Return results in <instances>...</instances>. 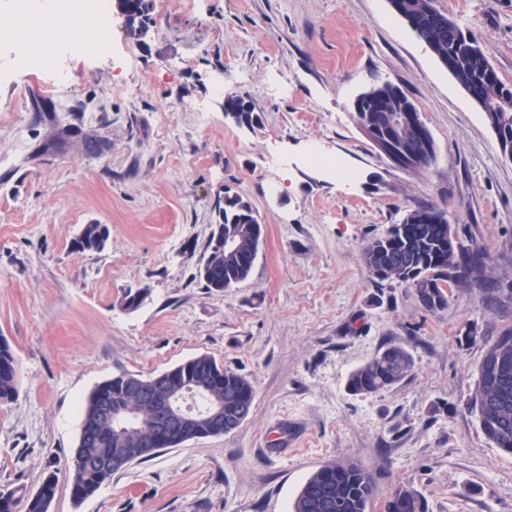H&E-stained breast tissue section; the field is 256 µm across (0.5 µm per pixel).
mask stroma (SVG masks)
I'll use <instances>...</instances> for the list:
<instances>
[{
    "mask_svg": "<svg viewBox=\"0 0 512 512\" xmlns=\"http://www.w3.org/2000/svg\"><path fill=\"white\" fill-rule=\"evenodd\" d=\"M152 4L142 39L108 19L120 58L77 53L66 87L48 89L42 66L0 82V336L18 362V396L0 405V491L24 497L53 473L50 512H291L310 474L351 459L374 478L370 512L399 488L427 512H512V454L468 408L486 347L512 328V161L484 111L389 0ZM436 5L512 86V0ZM386 82L434 138L421 172L355 120L356 97ZM228 96L252 124L225 117ZM91 134L100 154L83 148ZM313 150L351 177L307 164ZM227 195L252 205L262 237L248 277L215 293L196 273ZM423 206L487 251L496 289H453L431 312L376 281L367 243ZM86 224L108 228L104 249L80 248ZM138 288L147 298L126 308ZM387 343L412 354L411 375L351 394L349 374ZM203 353L252 384L247 420L75 502L66 467L92 390Z\"/></svg>",
    "mask_w": 512,
    "mask_h": 512,
    "instance_id": "1",
    "label": "stroma"
}]
</instances>
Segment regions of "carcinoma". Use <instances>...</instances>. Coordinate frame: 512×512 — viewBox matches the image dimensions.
<instances>
[{"instance_id":"obj_1","label":"carcinoma","mask_w":512,"mask_h":512,"mask_svg":"<svg viewBox=\"0 0 512 512\" xmlns=\"http://www.w3.org/2000/svg\"><path fill=\"white\" fill-rule=\"evenodd\" d=\"M405 14L414 21V35L433 50L451 60L455 78L484 106L488 123L498 126L512 137V94L504 97V84L488 75L490 62L479 39L454 19L440 26L434 17L441 15L435 0H401ZM129 36L139 38L147 26L148 0H137ZM469 43V50L460 51V45ZM225 116L235 120H252L253 108H246L240 98L224 99ZM387 114H408L417 121L420 113L412 100L398 87L386 84L361 103L355 113L357 124L364 128L378 125ZM419 144L411 128L402 129L396 150L400 157L395 163L417 171L414 163ZM224 225L220 238L210 235L206 272H198L205 288L224 292L245 279L253 268L260 243V224L251 205L241 198L224 197L218 207ZM82 249L101 250L108 240V231L100 224H86L81 230ZM234 237L240 249L236 253L224 251V238ZM364 260L369 272L380 281H397L411 288L420 303L429 311L448 307V295L441 285L453 280L455 287H467L474 280L490 281L492 269L486 251L469 247L448 224L445 211L432 206L410 211L401 223L392 224L387 231L373 239L364 249ZM413 356L399 345L380 349L364 365L353 371L347 380L348 389L355 394L375 393L390 388L408 377L414 370ZM203 376L209 379L211 398L224 402V433L237 429L250 415L254 390L250 381L224 368L215 356L200 354L175 366L173 385L177 388ZM134 374L122 372L99 384L83 403L80 437L82 447L90 454H99L127 444L115 439L103 447L96 442L103 427L94 421L96 399L106 397L112 404L134 415L112 424L114 432H128L138 425L149 424V407L124 395V383ZM18 392L17 359L3 336H0V404L15 399ZM482 431L494 447L512 454V328H507L485 351L478 368V383L470 404ZM73 498L82 501L94 496L101 486L112 479V474L81 470L70 465L68 469ZM375 494L372 475L352 460L332 461L314 471L302 486L292 506V512H368ZM405 502L408 512H426L424 499L415 490L400 488L385 503Z\"/></svg>"}]
</instances>
